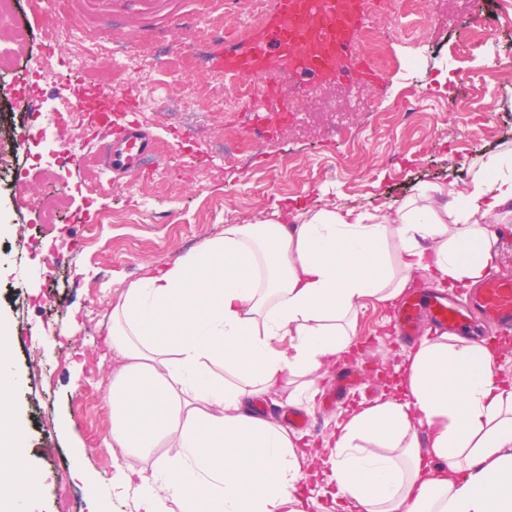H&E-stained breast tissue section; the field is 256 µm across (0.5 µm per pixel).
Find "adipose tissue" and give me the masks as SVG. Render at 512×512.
<instances>
[{"mask_svg": "<svg viewBox=\"0 0 512 512\" xmlns=\"http://www.w3.org/2000/svg\"><path fill=\"white\" fill-rule=\"evenodd\" d=\"M510 221L505 149L463 184L423 186L394 210L319 199L145 266L112 307V445L132 459L113 492L133 493L138 512H290L318 462L346 512H512V380L488 346L422 342L318 461L247 407L272 392L313 398L324 365L352 344L358 307L394 304L417 271L476 285L497 258L491 223ZM21 385L0 322V512H32L43 484L16 414ZM166 441L176 456L159 455Z\"/></svg>", "mask_w": 512, "mask_h": 512, "instance_id": "1", "label": "adipose tissue"}]
</instances>
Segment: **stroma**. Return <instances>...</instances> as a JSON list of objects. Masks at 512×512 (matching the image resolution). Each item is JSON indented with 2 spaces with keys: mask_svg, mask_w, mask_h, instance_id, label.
Returning <instances> with one entry per match:
<instances>
[{
  "mask_svg": "<svg viewBox=\"0 0 512 512\" xmlns=\"http://www.w3.org/2000/svg\"><path fill=\"white\" fill-rule=\"evenodd\" d=\"M32 0H13L15 21L28 29L27 48L0 67V113L10 122L0 132V153L14 166H27L12 139L24 118L11 94L33 77L48 48L64 45V33L77 29L84 45L126 42L131 57L150 53L162 66L189 68L199 93L220 96L224 72L220 60L229 49L246 45L253 28L238 27L235 16L249 0H173L181 28L177 35L147 30L139 41L127 39L128 18L89 14L81 0H49L33 11ZM429 23L383 7L387 38L394 51L379 87L363 100L334 85L306 100L305 112L273 134L254 132V112L242 106L229 112L141 113L156 145L158 166L177 174L164 184L145 180L149 198L129 195L113 184L99 162V135L83 141L80 171L64 165L51 147L29 180L42 195L54 196L62 212L89 210L96 217L123 214L127 220L100 226L89 239L87 225L75 229L44 224L39 197L13 188L0 176V317L14 331L15 369L23 386L19 414L27 425L34 465L44 476L33 512H136L133 495L111 489L117 462L112 455V415L107 401L115 363L107 343L112 306L147 264L177 261L220 235L227 221L252 224L273 206L311 205L322 198L343 210L370 212L396 206L417 189L464 182L481 154L512 144V72L495 69V55L512 49V27L491 25L487 43L462 62L471 81L462 86L451 72L450 52L457 31L468 22L465 0H427ZM418 63L407 67V57ZM412 109L411 122L389 124L381 112L393 105ZM467 108L466 120L457 112ZM232 123L253 151L237 166L224 162L221 134ZM209 172L198 182L197 172ZM83 180L85 190L75 188ZM43 246L76 244L57 280L40 271L31 239ZM403 346L391 330L389 310L366 303L358 312L354 350L347 361L358 374L360 390L329 402L336 383L325 368L319 391L301 409L312 423L307 439L323 440L335 428L348 403L381 396L384 377L401 361ZM82 448V468L71 452ZM100 482L103 494L89 498L88 482Z\"/></svg>",
  "mask_w": 512,
  "mask_h": 512,
  "instance_id": "obj_1",
  "label": "stroma"
}]
</instances>
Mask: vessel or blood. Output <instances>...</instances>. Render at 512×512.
I'll use <instances>...</instances> for the list:
<instances>
[{
    "label": "vessel or blood",
    "mask_w": 512,
    "mask_h": 512,
    "mask_svg": "<svg viewBox=\"0 0 512 512\" xmlns=\"http://www.w3.org/2000/svg\"><path fill=\"white\" fill-rule=\"evenodd\" d=\"M130 15L132 38H140L156 19L165 17L169 0H106ZM369 0H275L273 13L253 30L246 46L226 52L220 67L244 77L283 74L305 87L345 81L368 87L382 75L362 57L357 32L369 10ZM81 105L106 140L101 156L105 168L124 176L141 175L156 164L154 142L134 113L132 94L112 97L101 91L83 95ZM129 118L120 131L111 115ZM399 338L418 343L428 335L467 336L476 322L512 333V276L489 273L461 306L433 288L409 292L392 317Z\"/></svg>",
    "instance_id": "b4317fda"
}]
</instances>
